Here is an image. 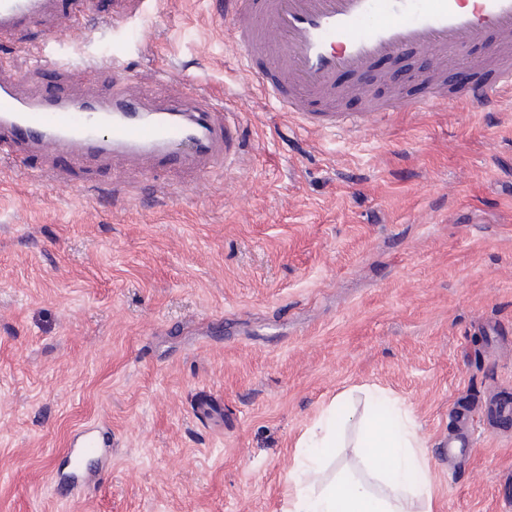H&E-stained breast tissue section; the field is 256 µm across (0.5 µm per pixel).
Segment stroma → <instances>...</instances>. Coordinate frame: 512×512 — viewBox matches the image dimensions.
Segmentation results:
<instances>
[{"label": "stroma", "instance_id": "35a3bbf8", "mask_svg": "<svg viewBox=\"0 0 512 512\" xmlns=\"http://www.w3.org/2000/svg\"><path fill=\"white\" fill-rule=\"evenodd\" d=\"M113 0L37 25L47 64L0 44L20 93L235 90L239 167L151 170L58 150L0 157V512H283L295 443L336 394L376 385L426 441L436 512L512 503V104L397 112L315 132L273 111L211 0ZM468 404L475 443L448 463ZM112 431L80 496L53 472ZM147 0H115L112 14L114 24H120L127 19L141 14L147 6Z\"/></svg>", "mask_w": 512, "mask_h": 512}]
</instances>
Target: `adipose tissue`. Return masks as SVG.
<instances>
[{
  "instance_id": "1",
  "label": "adipose tissue",
  "mask_w": 512,
  "mask_h": 512,
  "mask_svg": "<svg viewBox=\"0 0 512 512\" xmlns=\"http://www.w3.org/2000/svg\"><path fill=\"white\" fill-rule=\"evenodd\" d=\"M366 397L388 403L390 416L358 420L363 453L357 472L332 468L325 454L341 434L336 410L349 402L341 392L296 441L286 512H433L425 442L414 419L383 389L367 390Z\"/></svg>"
}]
</instances>
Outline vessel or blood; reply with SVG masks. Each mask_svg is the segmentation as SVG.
I'll list each match as a JSON object with an SVG mask.
<instances>
[{
  "mask_svg": "<svg viewBox=\"0 0 512 512\" xmlns=\"http://www.w3.org/2000/svg\"><path fill=\"white\" fill-rule=\"evenodd\" d=\"M59 0H0V39L33 48L27 25L54 14ZM113 23L141 14L147 0H114ZM231 38L254 71L268 103L290 112L308 128L333 131L383 124L393 112H417L471 103L496 111L512 93V0H222ZM494 43L490 59L476 66L463 88L448 85V61L464 46ZM413 50L426 54L429 71L422 91L395 101L367 100L360 112H314L316 100L339 96L336 77L354 75L357 94L375 63ZM70 107L65 83L48 96H22L12 75L0 71V153L15 146L45 153L59 147L80 155L149 156L155 165L187 168L239 160L238 120L228 104L197 97L188 104L143 99L120 88L106 100ZM460 433L444 444L456 457L474 444L467 414L454 407ZM111 437L88 429L69 443L58 472L68 489L94 476L90 461L107 464Z\"/></svg>",
  "mask_w": 512,
  "mask_h": 512,
  "instance_id": "1",
  "label": "vessel or blood"
}]
</instances>
